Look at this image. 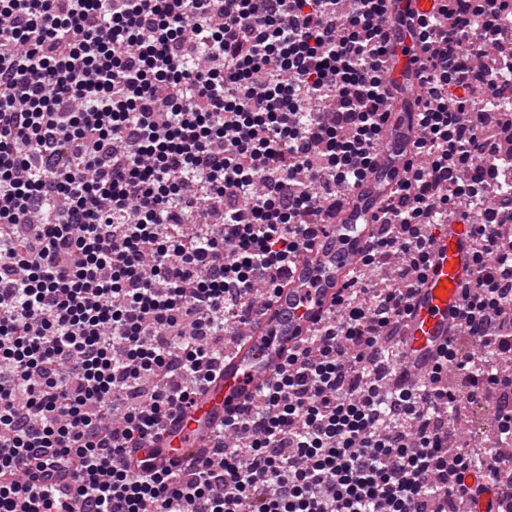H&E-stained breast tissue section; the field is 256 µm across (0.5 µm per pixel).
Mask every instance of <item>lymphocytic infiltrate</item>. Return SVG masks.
I'll return each instance as SVG.
<instances>
[{
  "label": "lymphocytic infiltrate",
  "mask_w": 512,
  "mask_h": 512,
  "mask_svg": "<svg viewBox=\"0 0 512 512\" xmlns=\"http://www.w3.org/2000/svg\"><path fill=\"white\" fill-rule=\"evenodd\" d=\"M397 22L390 0H0V512H463L512 471H482L512 448V0L409 15L404 103ZM400 106L413 158L327 324L213 455L134 459L221 373L254 285L290 282ZM472 220L460 321L400 387L390 340L428 243ZM478 402L492 440L454 447ZM396 54L390 57L386 66L390 67L389 79L395 81L403 73L413 76L415 64L413 58L417 53L414 40L407 34L396 36Z\"/></svg>",
  "instance_id": "1"
}]
</instances>
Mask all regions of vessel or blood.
<instances>
[{"label":"vessel or blood","mask_w":512,"mask_h":512,"mask_svg":"<svg viewBox=\"0 0 512 512\" xmlns=\"http://www.w3.org/2000/svg\"><path fill=\"white\" fill-rule=\"evenodd\" d=\"M416 53L410 36H397L396 54L388 61L390 79L413 73ZM418 132L415 113L398 114L377 150L371 174L353 190L350 204L329 219L310 259L296 264L292 282L273 297L252 336L226 356L222 375L195 396L184 415L164 421L161 436L152 442L159 450L153 459L157 468L178 470L218 447V428L225 417L252 405L289 349L323 325L349 269L370 245L381 203L400 180ZM475 240L471 224H450L434 234L431 263L401 323L406 349L401 372L428 369L447 344L460 312L462 288L475 275Z\"/></svg>","instance_id":"vessel-or-blood-1"}]
</instances>
